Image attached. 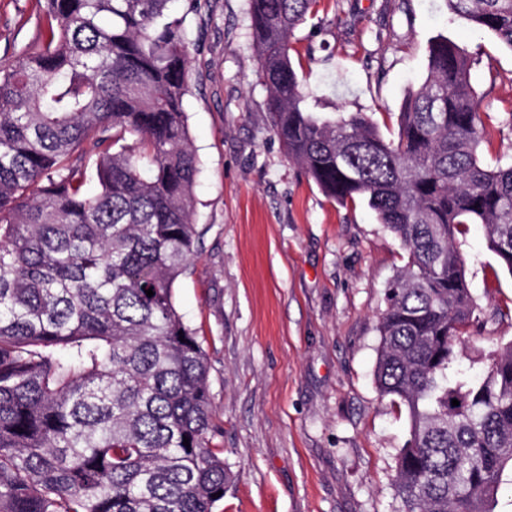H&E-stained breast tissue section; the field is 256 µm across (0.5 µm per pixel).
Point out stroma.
<instances>
[{"label":"stroma","instance_id":"stroma-1","mask_svg":"<svg viewBox=\"0 0 512 512\" xmlns=\"http://www.w3.org/2000/svg\"><path fill=\"white\" fill-rule=\"evenodd\" d=\"M44 2L0 0V71L41 45ZM175 9L188 38L201 238L174 296L207 354L213 445L231 474L215 512H399L408 418L381 399L374 369L385 290L405 253L366 202L328 199L270 130L249 0ZM441 36L476 60L483 159L511 161L512 50L445 0H321L290 58L314 112H362L393 138ZM456 245L477 303L468 359L479 370L481 353L512 342V274L480 225Z\"/></svg>","mask_w":512,"mask_h":512}]
</instances>
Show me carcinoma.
<instances>
[{
    "label": "carcinoma",
    "instance_id": "obj_1",
    "mask_svg": "<svg viewBox=\"0 0 512 512\" xmlns=\"http://www.w3.org/2000/svg\"><path fill=\"white\" fill-rule=\"evenodd\" d=\"M172 2L46 0L42 46L0 74V512H214L224 499L207 354L174 303L199 234ZM319 2L250 0L258 77L289 159L327 198L366 201L407 254L374 371L409 422L400 512H494L512 470V342L480 375L463 365L477 304L455 237L483 225L512 274V163L481 158L472 58L444 37L397 138L361 112L310 110L289 50ZM446 2L512 49V0Z\"/></svg>",
    "mask_w": 512,
    "mask_h": 512
}]
</instances>
